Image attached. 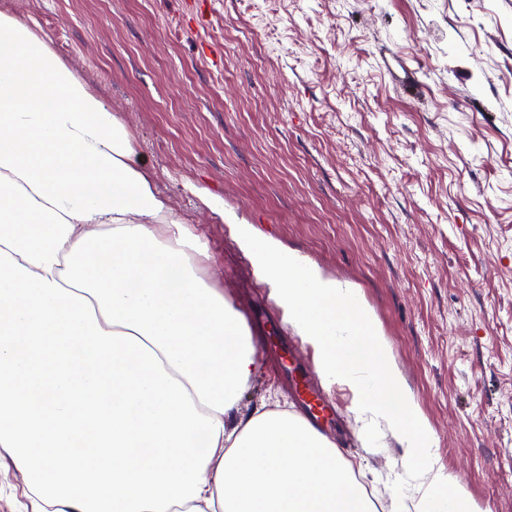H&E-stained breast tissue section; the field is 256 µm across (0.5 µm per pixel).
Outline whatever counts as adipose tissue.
I'll use <instances>...</instances> for the list:
<instances>
[{
	"label": "adipose tissue",
	"mask_w": 512,
	"mask_h": 512,
	"mask_svg": "<svg viewBox=\"0 0 512 512\" xmlns=\"http://www.w3.org/2000/svg\"><path fill=\"white\" fill-rule=\"evenodd\" d=\"M124 126L35 21L0 11V448L46 512H370L324 436L288 410L237 416L259 357L198 265L208 253L133 160ZM226 223L361 432L427 480L421 512H487L353 284Z\"/></svg>",
	"instance_id": "obj_1"
}]
</instances>
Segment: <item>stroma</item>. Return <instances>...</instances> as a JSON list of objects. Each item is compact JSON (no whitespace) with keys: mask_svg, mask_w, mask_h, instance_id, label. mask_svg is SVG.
Listing matches in <instances>:
<instances>
[{"mask_svg":"<svg viewBox=\"0 0 512 512\" xmlns=\"http://www.w3.org/2000/svg\"><path fill=\"white\" fill-rule=\"evenodd\" d=\"M33 18L126 126L203 278L242 316L260 364L240 404L297 409L313 373L374 512L426 492L390 435L367 441L348 387H326L225 224L214 195L359 288L440 465L512 512V0H0ZM405 58L406 96L379 61ZM0 512H34L0 449Z\"/></svg>","mask_w":512,"mask_h":512,"instance_id":"35a3bbf8","label":"stroma"}]
</instances>
